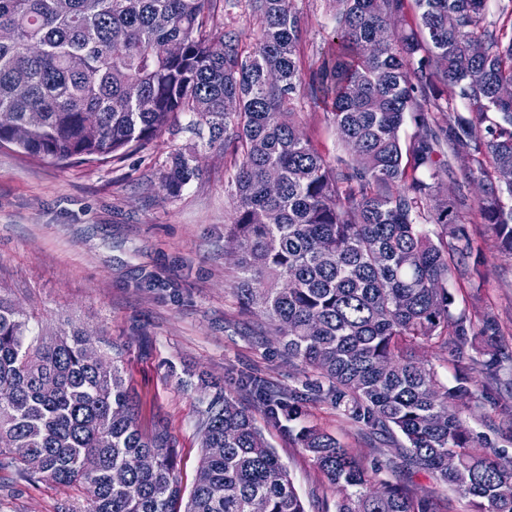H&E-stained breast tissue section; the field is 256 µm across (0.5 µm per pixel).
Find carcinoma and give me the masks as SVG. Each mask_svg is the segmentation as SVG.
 <instances>
[{"mask_svg":"<svg viewBox=\"0 0 512 512\" xmlns=\"http://www.w3.org/2000/svg\"><path fill=\"white\" fill-rule=\"evenodd\" d=\"M217 2L0 0V28L14 33L0 41V142L63 164L104 162L148 148L179 113L208 125L209 145L236 156L224 231L237 248V297L274 326L305 387L396 442L410 465L469 498L471 512H512V457L460 411L489 403L482 378L512 386L497 317L473 320L446 288L481 249L452 205L431 214L437 239L421 223L439 176L466 156L482 190L478 214L512 257V179L502 178L512 173V98L498 94L512 84V25L488 28L489 0H415L409 31L404 0H330L336 42L307 80L296 62L304 22L290 0H248L260 23L248 50L232 30L217 32ZM383 28L391 38L375 41ZM170 43L179 55L165 53ZM307 87L351 156L340 168L292 119ZM442 98L468 112L430 121L427 104ZM409 113L424 133L405 152ZM198 176L197 157L179 153L161 185L175 196ZM422 347L456 366L454 383L417 359ZM121 363L120 349L105 360L80 327L33 331L0 295V440L9 444L0 457L32 482L83 486L85 512H252L257 499L265 512H307L251 413L216 385L200 399L201 456L184 496L174 440L165 426L139 430ZM241 382L267 422L290 423L288 436L344 490L336 512H436L325 430H294L303 395L253 375Z\"/></svg>","mask_w":512,"mask_h":512,"instance_id":"cac0c4a2","label":"carcinoma"}]
</instances>
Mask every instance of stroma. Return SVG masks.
Returning a JSON list of instances; mask_svg holds the SVG:
<instances>
[{
    "mask_svg": "<svg viewBox=\"0 0 512 512\" xmlns=\"http://www.w3.org/2000/svg\"><path fill=\"white\" fill-rule=\"evenodd\" d=\"M306 33L297 64L315 72L335 37L327 0H293ZM294 121L328 161L348 153L324 105L311 91L297 103ZM206 125L179 115L148 150L104 164H57L0 143V294L34 322L72 323L122 351L124 374L146 434L167 423L175 437L177 475L191 490L201 454L196 429L202 405L191 373H207L252 412L266 441L287 467L308 512H332L341 497L304 448L286 430L268 425L241 374H255L281 392L301 390L302 376L289 362L263 317L240 304L239 271L224 239L233 219L228 180L234 159L209 147ZM196 150L200 176L170 196L159 176L178 152ZM473 164L454 159L442 196H465V232L483 254L477 273L449 279L457 308L477 316L492 310L506 343H512V258L501 255L494 233L476 213L469 182ZM301 425L326 429L365 466L385 464L386 477L431 497L438 512H469L467 499L428 473L405 466L399 452L336 410L308 397ZM78 486L32 483L14 468H0V512H82Z\"/></svg>",
    "mask_w": 512,
    "mask_h": 512,
    "instance_id": "stroma-1",
    "label": "stroma"
}]
</instances>
